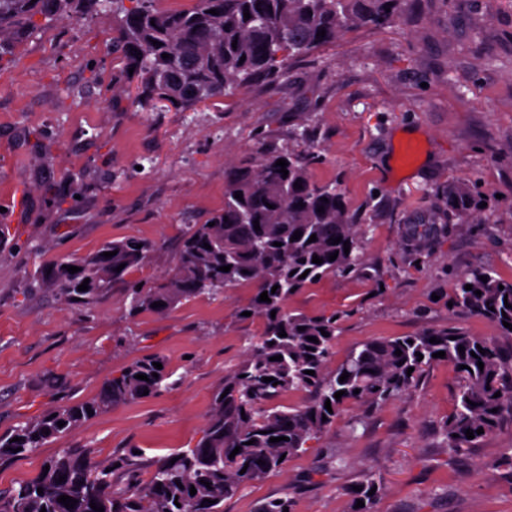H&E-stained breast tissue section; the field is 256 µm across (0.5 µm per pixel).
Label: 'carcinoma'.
<instances>
[{
    "mask_svg": "<svg viewBox=\"0 0 512 512\" xmlns=\"http://www.w3.org/2000/svg\"><path fill=\"white\" fill-rule=\"evenodd\" d=\"M159 0H0V60L16 44L29 38L40 20L68 19L75 13L111 12L117 17L113 41L126 79L134 90L131 105L156 109L193 110L201 103L231 98L260 80L276 82L286 77L292 61L336 42L345 33L365 25L392 22L405 0H191L181 10L158 7ZM218 14L213 15L210 10ZM251 18H244V10ZM326 31L321 37L318 32ZM161 45H153V41ZM168 58H163V55ZM134 72H129V69ZM300 149L272 148L256 162L232 168L225 178L224 209L214 215L215 225L191 224L181 237L173 274L162 284L149 280L129 283L133 310L166 314L182 301L216 295L226 288L253 286L248 306L251 317L263 321L260 336L250 342L241 364L224 378V389L215 395L211 414L197 444L160 460L147 481H139L140 455L129 450L108 465H101L84 451L64 448L47 461L48 473L0 491V512H223L224 500L243 486L280 470L287 459L310 448L336 422L348 402L379 406L415 388L425 369L441 362L457 370L455 410L443 423L447 447L460 453L494 432L503 412L512 410V356L504 355L499 341L472 336L460 329L424 330L410 336L378 338L354 348L332 374H327L340 316L293 314L288 299L293 291L316 282V277L349 276L363 268L359 242L365 233L331 184L317 185L311 166L322 160L307 130L295 132ZM288 162V175L276 166ZM302 188H294L295 183ZM242 192L243 200L234 198ZM482 194L474 185L451 182L441 203L421 218L417 250L448 224L481 222ZM273 208H268V205ZM324 212H318L319 207ZM259 221L260 230L254 229ZM301 232L291 240L294 232ZM316 241L311 242V235ZM341 238L335 244L333 239ZM349 253H344V242ZM210 248H204V244ZM153 246L138 238L110 241L78 261L55 262L41 272L42 282L72 299L88 302L140 269ZM116 252L107 258L105 252ZM338 253L335 260L329 256ZM323 263L312 262L313 256ZM122 270H117L120 264ZM77 266L71 274L63 265ZM231 266L223 272L222 266ZM487 277V281L480 277ZM89 280L88 290L78 286ZM472 289H465L466 285ZM504 289H499V286ZM276 292H271L272 287ZM481 294H475V291ZM268 292L271 302L260 295ZM448 301L497 324L501 335L512 338V281L485 271L459 279ZM510 307H505V304ZM276 315H271V312ZM286 336H279L280 330ZM329 333L325 337L322 332ZM314 337L317 342L309 341ZM435 337L438 342H430ZM464 347L465 352L458 351ZM485 353H479V349ZM401 355H396V350ZM443 351L445 358L432 354ZM282 356L279 361L274 356ZM484 368L478 367V362ZM159 356L136 360L105 382L97 399L63 406L26 423L14 433L0 435V458L23 456L78 428L88 411L153 395L169 378ZM414 368L407 373L408 368ZM315 371V375L307 371ZM348 372L347 380L339 378ZM158 377H153V374ZM137 374L147 379L135 378ZM273 381L265 382L263 378ZM359 393H354V390ZM293 390L311 392V399L297 407H282L279 399ZM345 391L341 398L334 394ZM500 396H495V393ZM331 409L325 408V401ZM63 421L60 427L57 422ZM483 433H477L478 429ZM48 430L49 434L42 433ZM474 438L466 437V431ZM18 441H13V438ZM281 441L272 443L270 438ZM255 440L250 445L248 441ZM241 447L230 457L235 447ZM176 462H171L172 458ZM265 464L259 465L257 461ZM127 475L126 488H116L114 475ZM65 480H59V477ZM161 489H156V486ZM362 490L351 491L352 512H374L382 483L369 476ZM43 488L38 493L37 488ZM197 493L190 494V488ZM374 494H369L370 490ZM62 495L77 500L72 508L57 501ZM364 506L355 507L357 500Z\"/></svg>",
    "mask_w": 512,
    "mask_h": 512,
    "instance_id": "obj_1",
    "label": "carcinoma"
}]
</instances>
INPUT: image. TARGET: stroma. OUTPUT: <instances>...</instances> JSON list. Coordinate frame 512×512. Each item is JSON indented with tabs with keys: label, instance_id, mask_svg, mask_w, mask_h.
<instances>
[{
	"label": "stroma",
	"instance_id": "35a3bbf8",
	"mask_svg": "<svg viewBox=\"0 0 512 512\" xmlns=\"http://www.w3.org/2000/svg\"><path fill=\"white\" fill-rule=\"evenodd\" d=\"M112 14L51 21L0 61V435L95 399L131 362L161 356L167 388L100 410L72 433L0 460V490L37 477L64 448L100 463L140 451L142 474L194 446L225 376L244 359L260 319L238 309L249 286L187 299L165 315L130 310L127 281L87 303L42 285L53 259L103 243L156 244L135 279L159 282L181 231L224 207L225 176L308 128L333 183L367 225L362 271L328 276L288 301L293 313H342L331 366L363 341L498 327L449 309L460 277L512 280V0H407L396 23L364 26L291 64L288 79L164 112L132 107L112 51ZM477 181L485 223L449 225L418 259L408 225L449 182ZM456 373L427 368L411 392L376 408L347 404L316 448L225 499L224 512H351L367 475L384 491L375 512H512V413L464 453L441 427L455 409Z\"/></svg>",
	"mask_w": 512,
	"mask_h": 512
}]
</instances>
